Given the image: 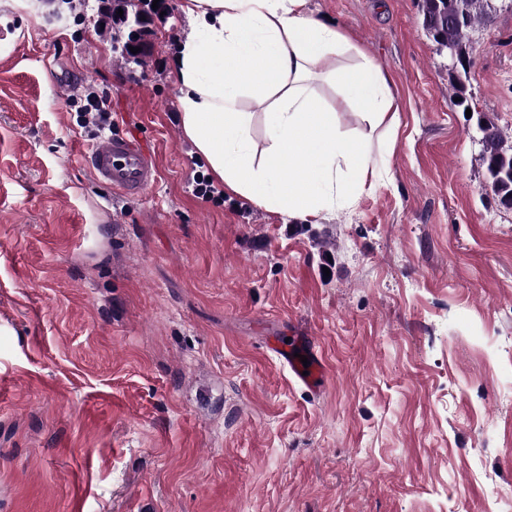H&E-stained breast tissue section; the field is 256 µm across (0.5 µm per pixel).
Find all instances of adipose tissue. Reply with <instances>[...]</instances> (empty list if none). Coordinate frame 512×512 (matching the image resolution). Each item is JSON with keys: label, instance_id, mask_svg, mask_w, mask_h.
Here are the masks:
<instances>
[{"label": "adipose tissue", "instance_id": "adipose-tissue-1", "mask_svg": "<svg viewBox=\"0 0 512 512\" xmlns=\"http://www.w3.org/2000/svg\"><path fill=\"white\" fill-rule=\"evenodd\" d=\"M190 33L176 55L185 135L226 190L268 211L315 218L350 205L372 177L368 144L347 135L340 110L307 79L319 75L375 127L399 110L373 60L337 66L352 46L310 0H183ZM264 101L266 146L251 145L245 96Z\"/></svg>", "mask_w": 512, "mask_h": 512}]
</instances>
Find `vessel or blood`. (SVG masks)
Instances as JSON below:
<instances>
[{
  "label": "vessel or blood",
  "mask_w": 512,
  "mask_h": 512,
  "mask_svg": "<svg viewBox=\"0 0 512 512\" xmlns=\"http://www.w3.org/2000/svg\"><path fill=\"white\" fill-rule=\"evenodd\" d=\"M82 155L96 182L126 196L143 194L158 177L154 151L133 133L102 136ZM273 351L296 383L312 390L323 387L327 365L305 337L289 336L278 342Z\"/></svg>",
  "instance_id": "obj_1"
}]
</instances>
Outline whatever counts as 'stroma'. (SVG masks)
Here are the masks:
<instances>
[{
  "label": "stroma",
  "instance_id": "obj_1",
  "mask_svg": "<svg viewBox=\"0 0 512 512\" xmlns=\"http://www.w3.org/2000/svg\"><path fill=\"white\" fill-rule=\"evenodd\" d=\"M182 0H0V512H512V209L481 120L512 134V0L469 35L468 108L420 0H311L389 76L374 186L313 220L214 183L186 138ZM154 150L136 198L90 175L76 109ZM309 337L312 393L267 351ZM77 122L83 128L94 127L93 137H97L105 132L106 129L111 130L110 113L108 112V102L105 97H94L87 99V104L77 110Z\"/></svg>",
  "mask_w": 512,
  "mask_h": 512
}]
</instances>
